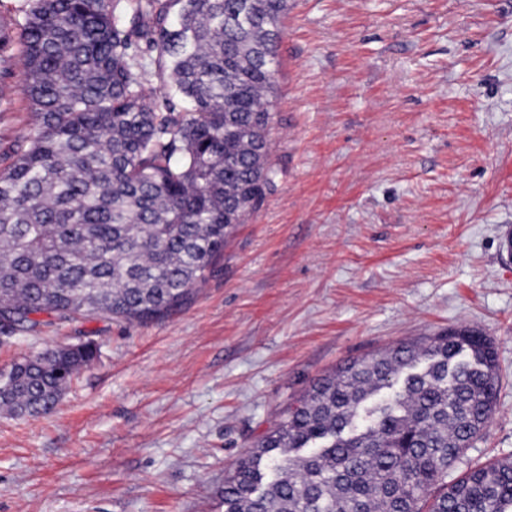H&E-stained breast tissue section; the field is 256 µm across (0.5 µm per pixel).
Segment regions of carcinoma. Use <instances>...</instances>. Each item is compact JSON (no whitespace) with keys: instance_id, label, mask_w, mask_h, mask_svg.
<instances>
[{"instance_id":"carcinoma-1","label":"carcinoma","mask_w":512,"mask_h":512,"mask_svg":"<svg viewBox=\"0 0 512 512\" xmlns=\"http://www.w3.org/2000/svg\"><path fill=\"white\" fill-rule=\"evenodd\" d=\"M289 0H25L0 10L35 122L0 173V313L145 322L187 300L271 184ZM147 40L150 68L138 51ZM157 77L186 107L154 99ZM91 341L12 364L0 408L50 412ZM497 351L461 327L318 379L224 479V512H512V458L448 471L490 420Z\"/></svg>"}]
</instances>
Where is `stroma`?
<instances>
[{"label": "stroma", "instance_id": "stroma-1", "mask_svg": "<svg viewBox=\"0 0 512 512\" xmlns=\"http://www.w3.org/2000/svg\"><path fill=\"white\" fill-rule=\"evenodd\" d=\"M272 185L183 304L0 343L98 353L36 418L0 411V512H224V479L320 377L469 327L500 388L464 460L512 457V0H290ZM34 123L0 107V172Z\"/></svg>", "mask_w": 512, "mask_h": 512}]
</instances>
